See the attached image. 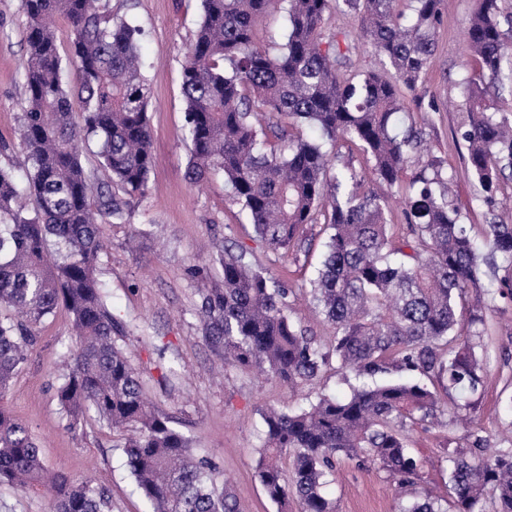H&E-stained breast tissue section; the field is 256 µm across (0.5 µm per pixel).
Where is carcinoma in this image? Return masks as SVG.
<instances>
[{"label":"carcinoma","mask_w":512,"mask_h":512,"mask_svg":"<svg viewBox=\"0 0 512 512\" xmlns=\"http://www.w3.org/2000/svg\"><path fill=\"white\" fill-rule=\"evenodd\" d=\"M286 41L276 53L254 42L257 20L280 0H202L203 13L182 68L187 176L221 174L266 247L285 258L303 244V228L324 216L330 231L309 301L334 329L323 347L292 319L291 289L255 267L243 248H221L222 270L190 268L202 285L205 342L242 371L267 373L295 389L320 384L336 363L372 384L347 396L318 393L309 408H262L258 479L277 512H336L324 493L341 458L385 472L415 499L400 512H448L417 491L421 467L407 434L465 414L474 420L483 387L478 332L464 333L458 305L485 268L512 265V224L500 219L498 190L512 172V14L501 0H475L466 31L477 69L461 82L469 123L461 137L486 209L482 242L449 200L453 177L437 158L411 179L408 162L423 132L403 111L400 89L423 84L443 20L444 0H285ZM28 19L22 66L26 106L19 146L23 181L0 166V401L27 359L34 326L64 308L79 343L56 398L75 427L87 414L120 435L126 465L150 512H239L216 466L193 456L188 438L149 402L139 369L119 343L125 322L97 277L107 249L105 224L121 221L129 198L148 190L154 166L147 119L149 79L138 51L139 26L112 16L103 0H21ZM350 11L360 37L391 74L358 71L338 32L324 38L332 11ZM65 18L73 40L62 63L50 20ZM73 84L62 80L63 66ZM81 115L76 121L75 114ZM318 132L306 138L300 128ZM97 147L103 185L81 162ZM358 146L373 180L333 168L325 146ZM399 194L406 228L390 233L385 213ZM446 450L455 512H512V451L485 455ZM0 482L49 489L53 512H110L107 492L50 475L28 427L0 404Z\"/></svg>","instance_id":"1"}]
</instances>
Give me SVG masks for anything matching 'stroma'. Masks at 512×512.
<instances>
[{
    "label": "stroma",
    "instance_id": "1",
    "mask_svg": "<svg viewBox=\"0 0 512 512\" xmlns=\"http://www.w3.org/2000/svg\"><path fill=\"white\" fill-rule=\"evenodd\" d=\"M110 5L113 15L143 29L140 52L150 82L146 112L156 163L147 194L131 199L125 221L106 225L108 249L98 279L108 301L129 324L122 345L142 371L156 409L191 438L197 455L215 462L241 512H276L256 475L263 442L259 410L294 411L307 407L314 394L308 388L293 394L274 378L225 365L223 356L201 336V294L187 270L210 263L220 247L244 246L253 263L291 288L292 318L327 345L334 330L314 312L307 294L327 233L323 224L307 225L311 250L281 258L258 241L222 178L188 183L182 65L200 21L201 0H110ZM473 6V0H445L426 80L417 92H402L401 100L424 133L423 149L412 157L409 173L419 172L430 158L443 160L456 174L454 203L478 235L486 222L485 210L478 183L465 171L467 149L461 133L468 117L459 87L470 64L465 31ZM26 28L20 0H0V141L8 146L0 153V165L19 176L25 166L18 129L25 106L21 61L27 53ZM511 286L512 265L500 262L496 275L483 276L478 286L469 288L460 313L465 323L474 311L484 315L480 330L489 361L476 415L481 436L490 447L504 451L512 449V435L504 431L512 421ZM35 334L26 362L0 402L40 441L47 469L104 488L112 512H147L111 431L91 418L70 427L55 399L68 371V351L75 346L67 312L57 309L36 326ZM171 368L175 376L161 381L162 372ZM449 438L463 449L472 444L469 429L462 427H419L408 436L412 454L423 465L424 487L441 495L450 470L441 448ZM325 491L335 500L337 512H398L400 506L384 473L346 459Z\"/></svg>",
    "mask_w": 512,
    "mask_h": 512
}]
</instances>
